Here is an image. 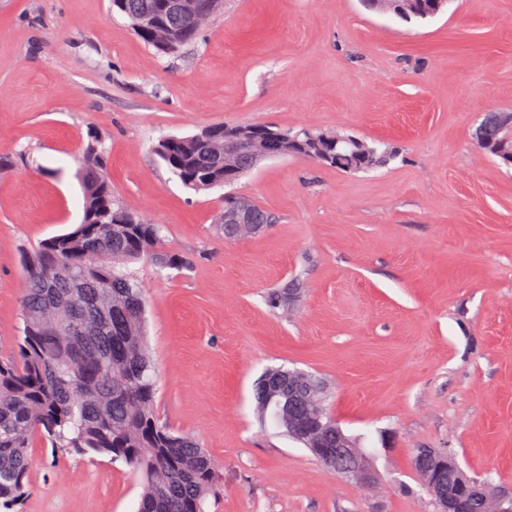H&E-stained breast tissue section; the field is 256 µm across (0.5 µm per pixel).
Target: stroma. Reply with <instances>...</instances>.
Wrapping results in <instances>:
<instances>
[{"label": "stroma", "instance_id": "1", "mask_svg": "<svg viewBox=\"0 0 512 512\" xmlns=\"http://www.w3.org/2000/svg\"><path fill=\"white\" fill-rule=\"evenodd\" d=\"M512 111V0H449L408 21L362 0H224L161 56L110 0H0V360L19 357L23 259L79 224L91 138L113 195L164 227L178 265L145 289L155 411L222 474L205 512H435L412 460L441 448L512 487V168L481 113ZM340 131L391 148L344 172L301 157L190 191L154 152L215 124ZM271 224L224 238L225 195ZM288 309L267 296L291 280ZM313 372L344 430L383 448L365 488L260 425L265 369ZM23 512H137L123 461L34 439Z\"/></svg>", "mask_w": 512, "mask_h": 512}]
</instances>
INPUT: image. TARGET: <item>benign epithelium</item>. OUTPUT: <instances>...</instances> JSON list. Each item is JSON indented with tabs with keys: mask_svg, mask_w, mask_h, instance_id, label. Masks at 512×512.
Instances as JSON below:
<instances>
[{
	"mask_svg": "<svg viewBox=\"0 0 512 512\" xmlns=\"http://www.w3.org/2000/svg\"><path fill=\"white\" fill-rule=\"evenodd\" d=\"M363 3L389 12L399 18L408 16L403 0H363ZM222 0H199L194 10L186 11L183 5L174 2L167 5L172 14L189 28L198 18L212 14ZM494 128L499 136L497 150L508 166H512V116L494 109L486 112L478 127L477 144L482 146L488 139L484 132ZM224 152L245 159L248 166H255L260 159L276 156L282 152L277 134L264 128L224 130ZM224 223L241 231L252 233L263 225L257 223L253 211L243 205L224 211ZM265 400L287 396L283 420L288 427V436L307 445L308 449L325 461L336 472L369 486L374 483L377 471L374 456L357 448L339 428L326 427L320 413L314 407L313 397L318 388L306 381V377L291 371L274 370L262 376ZM418 471L426 490L433 498L436 512H512V491L492 489L490 482L477 486V481L467 476L456 460L436 448H419L416 453ZM454 476V487L448 488V476Z\"/></svg>",
	"mask_w": 512,
	"mask_h": 512,
	"instance_id": "7a95c632",
	"label": "benign epithelium"
}]
</instances>
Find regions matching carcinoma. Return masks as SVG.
Returning a JSON list of instances; mask_svg holds the SVG:
<instances>
[{
  "instance_id": "obj_1",
  "label": "carcinoma",
  "mask_w": 512,
  "mask_h": 512,
  "mask_svg": "<svg viewBox=\"0 0 512 512\" xmlns=\"http://www.w3.org/2000/svg\"><path fill=\"white\" fill-rule=\"evenodd\" d=\"M165 0H112L135 34L159 54L193 42L162 10ZM217 132L162 139L154 150L168 171L195 192L224 186V151ZM302 148L288 150L338 169L359 172L389 159L366 141L347 136L284 131ZM85 202L71 231L46 240L24 261L25 294L20 361H0V509L19 512L27 493L30 448L37 436L51 447L122 460L142 478L140 512H202L216 494V464L196 439L161 424L155 414L156 373L145 335L142 289L126 267L153 254L163 267L176 259L158 252L162 228L112 194L101 142L80 159ZM283 401L257 410L276 427Z\"/></svg>"
}]
</instances>
